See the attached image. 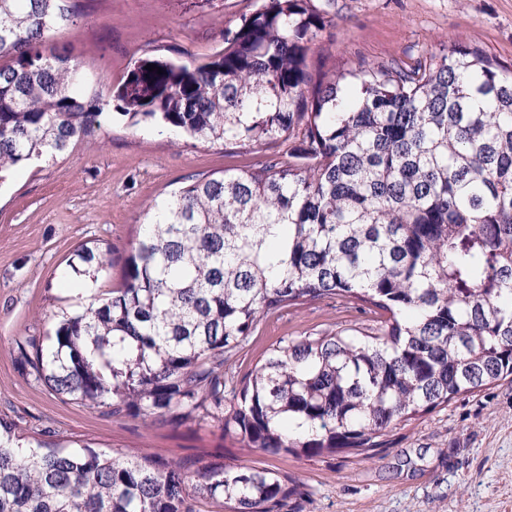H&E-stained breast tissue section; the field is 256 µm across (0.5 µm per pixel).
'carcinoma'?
I'll return each instance as SVG.
<instances>
[{
    "instance_id": "cac0c4a2",
    "label": "carcinoma",
    "mask_w": 512,
    "mask_h": 512,
    "mask_svg": "<svg viewBox=\"0 0 512 512\" xmlns=\"http://www.w3.org/2000/svg\"><path fill=\"white\" fill-rule=\"evenodd\" d=\"M80 12L0 0V173L101 127L108 102L74 90L69 53L39 52ZM325 28L314 0H265L209 60L143 58L112 91L134 125L265 160L154 200L123 283L61 313L37 381L311 458L368 454L398 423L512 376V63L453 43L415 66L322 56L313 72ZM111 265L110 245L69 261L93 279ZM325 299L375 318L283 338L248 376L229 372L262 322ZM297 495L246 465L26 446L0 419V512H183L190 496L292 512Z\"/></svg>"
}]
</instances>
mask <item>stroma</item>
Instances as JSON below:
<instances>
[{
	"label": "stroma",
	"mask_w": 512,
	"mask_h": 512,
	"mask_svg": "<svg viewBox=\"0 0 512 512\" xmlns=\"http://www.w3.org/2000/svg\"><path fill=\"white\" fill-rule=\"evenodd\" d=\"M261 0H82V13L41 47L70 50L87 95L107 93L136 60L187 51L202 61L224 46L225 29ZM322 46L337 66L407 64L463 40L512 62V0H331ZM257 155L221 145H174L154 126H129L116 104L95 136L32 161L0 182V418L47 446L87 444L138 460L197 466L215 460L267 469L302 484L299 512H512V381L465 394L402 424L372 456L298 458L250 451L212 422L144 425L87 407L37 382L20 349L45 339L54 314L80 310L123 282V258L146 208L196 175L255 165ZM111 246L112 266L89 292L69 288L81 245ZM327 299L264 323L233 370L245 376L282 338L363 322Z\"/></svg>",
	"instance_id": "stroma-1"
}]
</instances>
